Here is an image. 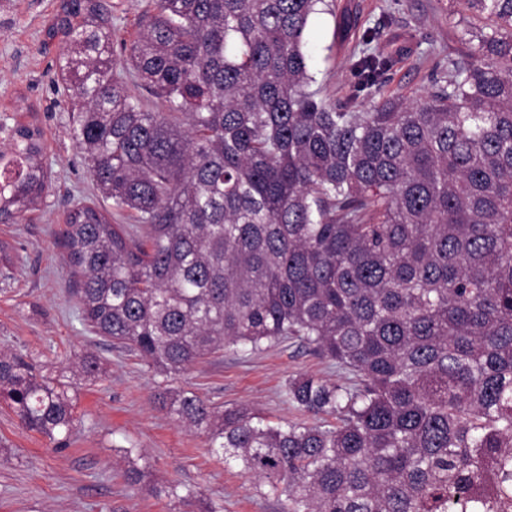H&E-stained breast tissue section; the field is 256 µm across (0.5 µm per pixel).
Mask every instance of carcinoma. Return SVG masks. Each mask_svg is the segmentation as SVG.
<instances>
[{
	"mask_svg": "<svg viewBox=\"0 0 512 512\" xmlns=\"http://www.w3.org/2000/svg\"><path fill=\"white\" fill-rule=\"evenodd\" d=\"M324 0H151L117 57L112 0H60L47 39L95 196L66 211L71 294L89 330L179 374L296 340L336 365L288 383L270 425L186 391L155 399L281 512H512V0H466L491 33L433 92L381 95L360 37L344 110L304 52ZM134 80L159 100L148 109ZM0 150V222L49 187L43 131ZM0 398L66 446L61 379L0 353Z\"/></svg>",
	"mask_w": 512,
	"mask_h": 512,
	"instance_id": "obj_1",
	"label": "carcinoma"
}]
</instances>
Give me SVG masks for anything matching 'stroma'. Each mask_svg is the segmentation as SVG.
Listing matches in <instances>:
<instances>
[{
  "label": "stroma",
  "instance_id": "1",
  "mask_svg": "<svg viewBox=\"0 0 512 512\" xmlns=\"http://www.w3.org/2000/svg\"><path fill=\"white\" fill-rule=\"evenodd\" d=\"M60 0H8L0 6V124L42 128L51 186L27 223H0V351L22 354L45 373L67 376L80 421L67 448L27 430L0 404V512H280L260 495L241 467L210 453L203 434L159 409L155 390L189 391L224 408L244 406L267 420L315 423L288 401L291 379L305 372L336 378L335 367L299 342L263 343L250 352L225 348L188 372L163 375L135 353L89 332L68 290L61 235L71 201L92 192L69 133V114L54 91L55 63L66 46L45 30ZM352 10L355 29L340 34L338 20ZM489 31L490 20L472 17L464 0H329L314 14L306 52L322 97L346 102L357 77L358 35L372 31V47L398 55L386 74V94L431 91L451 57L466 48L468 28ZM101 362L84 380L85 353ZM145 478L128 484L130 462ZM192 490L181 502L170 486Z\"/></svg>",
  "mask_w": 512,
  "mask_h": 512
}]
</instances>
